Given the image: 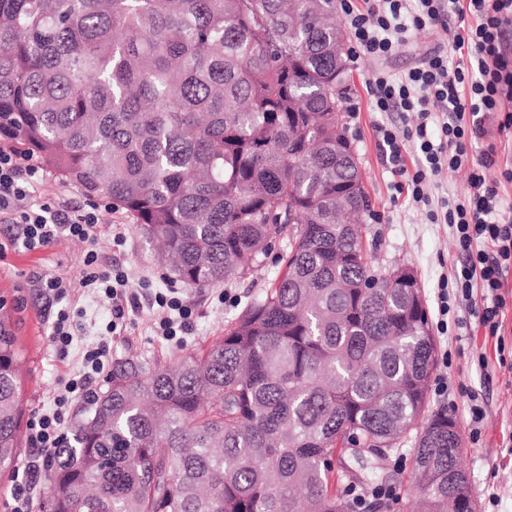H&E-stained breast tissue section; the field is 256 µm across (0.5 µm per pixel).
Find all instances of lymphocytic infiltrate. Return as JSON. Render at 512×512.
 <instances>
[{
  "label": "lymphocytic infiltrate",
  "instance_id": "obj_1",
  "mask_svg": "<svg viewBox=\"0 0 512 512\" xmlns=\"http://www.w3.org/2000/svg\"><path fill=\"white\" fill-rule=\"evenodd\" d=\"M352 43V58L383 60L408 44L418 31L448 32V51L427 52L418 66L393 78L374 71L365 89L374 111L409 112L414 126H377L382 154L398 190L413 205L429 204L428 189L443 174L467 169L462 202L442 200V212H429L431 222L442 221L452 230V244L460 258L451 280L439 288L437 329L461 331L478 324L489 336H500L507 308L506 282L512 277V202L501 194L502 182L512 183V169L500 180L485 176L496 162L495 146L471 155L473 141L486 136L488 124L512 138V54L502 42L512 28V0H338ZM456 68H449V55ZM414 165H407V158ZM44 181L39 162L21 161L11 146L0 145V223L11 231L0 238V256L21 247L30 251L51 247L65 235L86 244L82 285L112 300V318L95 345L86 348L78 376L67 381L54 400L53 412L34 416L27 426L32 455L13 493L12 512H31V492L49 470L53 453L62 442L64 412L93 394L91 379L109 366L110 342L141 301L128 291L122 272L102 267L96 250L101 231L96 205L78 206L70 198L48 202L41 197ZM39 288L61 304L52 326V342L67 354L78 330L63 307V277L33 274ZM157 332L171 340L191 328V309L176 289L156 295ZM467 307V316L456 315Z\"/></svg>",
  "mask_w": 512,
  "mask_h": 512
}]
</instances>
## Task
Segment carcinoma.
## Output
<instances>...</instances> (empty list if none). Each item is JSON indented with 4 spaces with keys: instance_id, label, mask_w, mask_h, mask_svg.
<instances>
[{
    "instance_id": "cac0c4a2",
    "label": "carcinoma",
    "mask_w": 512,
    "mask_h": 512,
    "mask_svg": "<svg viewBox=\"0 0 512 512\" xmlns=\"http://www.w3.org/2000/svg\"><path fill=\"white\" fill-rule=\"evenodd\" d=\"M336 0H0V139L106 196L191 288L282 268L211 344L113 362L40 512H354L343 481L413 443L423 512H457L462 435L429 409L421 288L380 273L340 119ZM0 314V468L22 447Z\"/></svg>"
}]
</instances>
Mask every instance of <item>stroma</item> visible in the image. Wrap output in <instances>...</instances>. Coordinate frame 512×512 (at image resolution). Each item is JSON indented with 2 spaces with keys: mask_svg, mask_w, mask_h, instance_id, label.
<instances>
[{
  "mask_svg": "<svg viewBox=\"0 0 512 512\" xmlns=\"http://www.w3.org/2000/svg\"><path fill=\"white\" fill-rule=\"evenodd\" d=\"M447 42L446 31L420 32L386 62L363 57L350 63L343 96L344 103L358 106L357 111L345 112L344 123L368 197L363 216L364 242L380 266L401 263L414 269L433 315L438 312V286L451 275L458 261L451 230L448 225L431 223L426 208L412 206L394 190L396 178L382 160L375 127L402 123L403 117L398 112L373 111L364 81L378 69L402 75L429 49ZM100 214L103 232L98 249L105 264L124 271L129 286L141 289L146 297L177 286L170 270L158 262L154 245L125 211L104 206ZM118 233L123 234V243H115ZM84 249L82 242L64 237L44 250L12 249L0 258V299L5 300L6 310L16 323L25 357L22 402L26 416L52 409L54 397L63 391L68 379L78 374L85 348L112 317L111 299L81 285ZM274 270L270 264L212 288L179 286L184 301L195 310L188 335L177 342L155 336L154 315L146 309L132 315L126 331L113 337L112 358L164 363L211 342L223 335L225 324L250 298L268 286ZM35 271L66 278L72 309L84 312L82 330L67 357H60L51 341L58 308L31 282L30 275ZM502 333L504 341L500 344L475 327L461 338L448 334L435 337L436 367L432 376L444 378L448 390L441 396L431 395V408L447 407L449 415L460 423L465 415L462 390L482 393L487 404L481 438L476 443L465 441L460 459L477 512H512V453L506 449L512 440V308L505 313ZM475 350L487 354V370L471 364L470 354ZM491 491L497 493L498 504H489L487 494Z\"/></svg>",
  "mask_w": 512,
  "mask_h": 512,
  "instance_id": "stroma-1",
  "label": "stroma"
}]
</instances>
